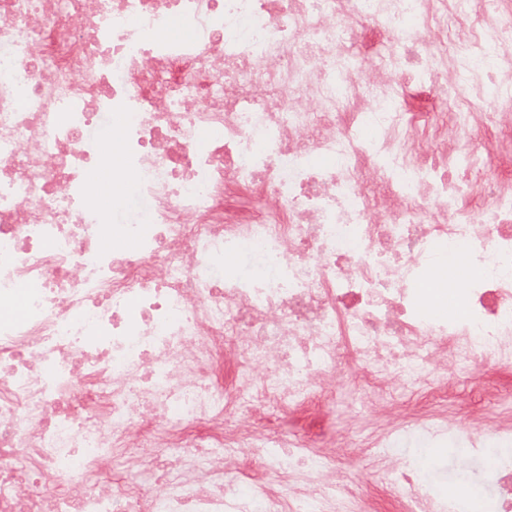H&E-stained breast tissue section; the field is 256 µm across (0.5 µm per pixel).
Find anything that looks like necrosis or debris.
I'll use <instances>...</instances> for the list:
<instances>
[{"label":"necrosis or debris","mask_w":512,"mask_h":512,"mask_svg":"<svg viewBox=\"0 0 512 512\" xmlns=\"http://www.w3.org/2000/svg\"><path fill=\"white\" fill-rule=\"evenodd\" d=\"M469 5L442 116L403 104L448 66L439 0H0V512H462L395 444L512 442V172L475 138L512 127V14ZM450 249L441 316L420 283ZM345 385L384 487L266 413Z\"/></svg>","instance_id":"necrosis-or-debris-1"}]
</instances>
